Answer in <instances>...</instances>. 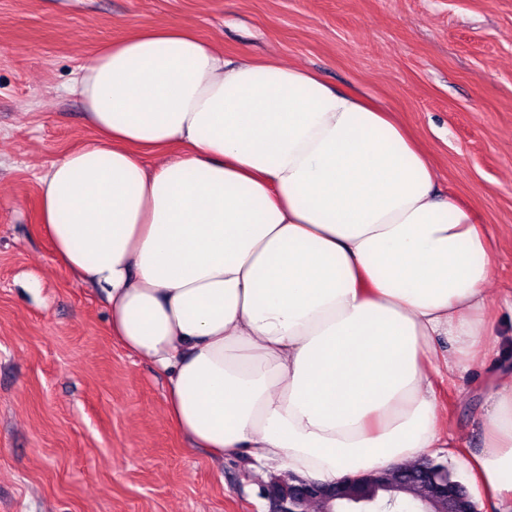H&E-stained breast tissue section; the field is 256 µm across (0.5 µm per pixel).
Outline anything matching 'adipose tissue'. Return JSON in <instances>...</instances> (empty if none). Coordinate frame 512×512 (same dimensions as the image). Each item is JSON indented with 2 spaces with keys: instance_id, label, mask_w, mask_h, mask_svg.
I'll list each match as a JSON object with an SVG mask.
<instances>
[{
  "instance_id": "obj_1",
  "label": "adipose tissue",
  "mask_w": 512,
  "mask_h": 512,
  "mask_svg": "<svg viewBox=\"0 0 512 512\" xmlns=\"http://www.w3.org/2000/svg\"><path fill=\"white\" fill-rule=\"evenodd\" d=\"M71 90L96 136L43 175L40 228L166 375L175 431L320 483L454 447L437 390L499 356L512 289L491 294L488 226L392 112L180 22ZM482 394L456 462L512 512V366Z\"/></svg>"
}]
</instances>
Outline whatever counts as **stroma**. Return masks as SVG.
<instances>
[{
  "mask_svg": "<svg viewBox=\"0 0 512 512\" xmlns=\"http://www.w3.org/2000/svg\"><path fill=\"white\" fill-rule=\"evenodd\" d=\"M173 21L396 112L492 231L493 285L512 289V0H0V512H269L271 465L172 429L164 376L113 337L102 294L39 226L44 168L93 135L69 91L80 67ZM486 379L439 396L473 448Z\"/></svg>",
  "mask_w": 512,
  "mask_h": 512,
  "instance_id": "stroma-1",
  "label": "stroma"
}]
</instances>
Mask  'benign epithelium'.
<instances>
[{"label":"benign epithelium","instance_id":"1","mask_svg":"<svg viewBox=\"0 0 512 512\" xmlns=\"http://www.w3.org/2000/svg\"><path fill=\"white\" fill-rule=\"evenodd\" d=\"M448 468L445 463L428 460L425 467L397 481L383 468L378 471V486L393 492L412 496L411 504L416 512H431L429 506L438 500L447 502V512H477L473 499L461 488L448 489V484L438 481L433 473ZM360 476L353 475L336 484H322L298 477H288L282 483L279 494L271 499L270 512H308L307 503L313 498L327 502H338L331 512H370L367 505L370 498L364 495H351L346 485L357 482Z\"/></svg>","mask_w":512,"mask_h":512}]
</instances>
